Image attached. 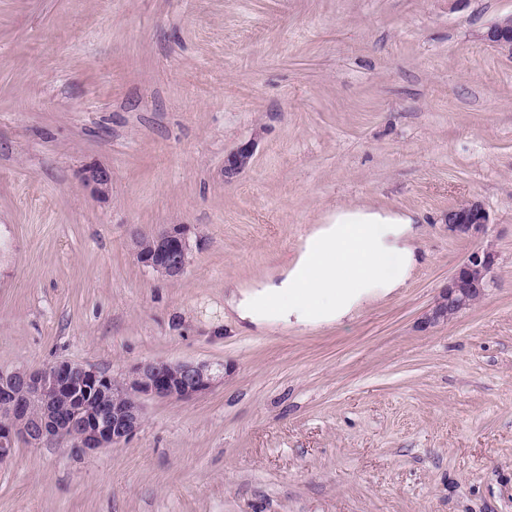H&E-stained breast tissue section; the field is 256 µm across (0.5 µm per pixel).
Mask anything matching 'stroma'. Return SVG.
Masks as SVG:
<instances>
[{
	"instance_id": "1",
	"label": "stroma",
	"mask_w": 512,
	"mask_h": 512,
	"mask_svg": "<svg viewBox=\"0 0 512 512\" xmlns=\"http://www.w3.org/2000/svg\"><path fill=\"white\" fill-rule=\"evenodd\" d=\"M512 0H0V369L224 364L129 443L17 442L0 512H512ZM250 167L224 179L249 140ZM112 173L105 194L85 168ZM484 233L449 232L465 201ZM346 204L412 213L404 288L314 331L224 306ZM189 225L166 279L133 242ZM488 295L421 321L476 249ZM487 40L503 53L512 55V17L495 23L486 34ZM256 140L251 139L224 157V179L231 181L251 165ZM443 221L454 235L475 237L490 223V215L479 201L469 200L449 209Z\"/></svg>"
}]
</instances>
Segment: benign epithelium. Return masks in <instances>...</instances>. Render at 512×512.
I'll use <instances>...</instances> for the list:
<instances>
[{"instance_id":"1","label":"benign epithelium","mask_w":512,"mask_h":512,"mask_svg":"<svg viewBox=\"0 0 512 512\" xmlns=\"http://www.w3.org/2000/svg\"><path fill=\"white\" fill-rule=\"evenodd\" d=\"M487 40L512 55V17L492 25ZM256 140L251 139L224 157V180L231 181L251 165ZM85 182L98 193L112 181L109 170L92 166ZM456 236L475 237L490 223L476 201H466L443 217ZM186 224H170L135 242L137 261L154 273L176 279L188 266ZM494 254L477 250L443 287L440 298L424 318L426 326L449 321L485 297L490 286ZM219 374L208 362L148 360L123 377L67 360L36 370L0 369V464L7 462L18 439L38 448L65 440L78 453L116 448L132 440L143 422L146 398L183 400L209 391ZM66 400L65 408L59 402Z\"/></svg>"}]
</instances>
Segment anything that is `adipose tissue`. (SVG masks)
Segmentation results:
<instances>
[{
  "label": "adipose tissue",
  "mask_w": 512,
  "mask_h": 512,
  "mask_svg": "<svg viewBox=\"0 0 512 512\" xmlns=\"http://www.w3.org/2000/svg\"><path fill=\"white\" fill-rule=\"evenodd\" d=\"M414 215L366 204L336 207L301 240L296 256L225 303L242 329H312L339 322L405 285L419 263Z\"/></svg>",
  "instance_id": "1"
}]
</instances>
